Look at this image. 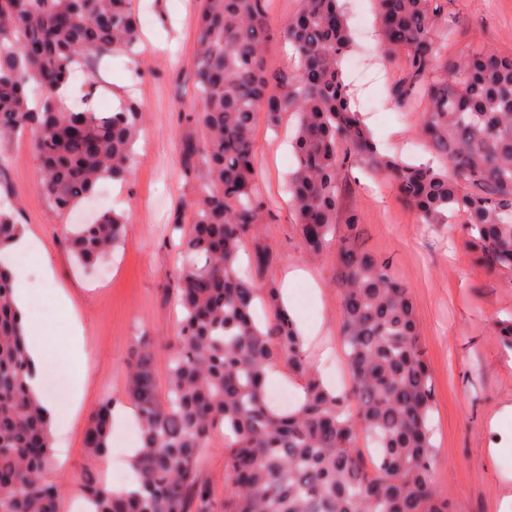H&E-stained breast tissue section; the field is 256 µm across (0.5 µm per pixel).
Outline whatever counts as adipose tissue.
I'll return each mask as SVG.
<instances>
[{"mask_svg":"<svg viewBox=\"0 0 512 512\" xmlns=\"http://www.w3.org/2000/svg\"><path fill=\"white\" fill-rule=\"evenodd\" d=\"M43 278L51 288L56 305L63 310L68 318V341L71 345V356L67 371L73 404H80L86 384V362L88 354L84 343L85 328L80 314L75 309L67 291L58 287L53 266L42 265ZM13 296L17 310L23 317L28 357L37 369H44L52 359L55 340L49 336L42 320L36 316V297L24 276H17L13 283Z\"/></svg>","mask_w":512,"mask_h":512,"instance_id":"adipose-tissue-1","label":"adipose tissue"}]
</instances>
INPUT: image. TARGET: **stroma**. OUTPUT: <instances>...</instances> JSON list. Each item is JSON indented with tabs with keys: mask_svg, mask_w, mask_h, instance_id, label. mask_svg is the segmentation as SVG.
I'll return each mask as SVG.
<instances>
[{
	"mask_svg": "<svg viewBox=\"0 0 512 512\" xmlns=\"http://www.w3.org/2000/svg\"><path fill=\"white\" fill-rule=\"evenodd\" d=\"M143 20L141 38L151 54L94 56L85 67L106 109L134 100L143 110L142 131L124 182L103 181L82 208L84 218L105 210L128 215L129 232L107 266L82 268L65 246L74 216L57 213L39 190L40 161L29 140L0 146L8 162L0 168V194L18 208L21 223L35 228L56 272V283L70 291L86 327L88 384L82 410L57 427L58 466L51 479L62 485L61 512H83L86 474L111 469L120 483L129 468V449L138 444L132 429L113 435L105 462L92 460L84 447L91 412L104 399L134 413L126 394V359L137 337L155 344V369L166 376L168 356L178 345L176 304L171 279L183 256L171 238L177 212H189L191 184L181 162L184 139L195 128L178 122L194 106L190 72L195 52V16L201 0H134ZM362 17L360 43L367 49L373 82H352L357 99L374 97L377 109L366 122L392 153L425 161L430 153L417 137L425 100L404 112L392 90L406 74L403 58L385 56L370 33L376 26L373 0H356ZM455 21L443 52L450 59L468 49L492 47L512 54V0H450ZM259 187L273 219L263 225L260 245L275 256L263 270L261 285L281 287L294 268L309 271L317 287L298 288L291 311L298 323L319 325L307 338L311 360L335 389L349 377L340 338V298L336 251L303 255L302 241L290 222L285 183L293 165L286 135L275 134L265 113H256ZM344 205L359 212L364 246L390 259L395 277L407 283L415 301L424 351L434 389V423L439 486L454 512H512V349L497 333V322L512 314V278L492 277L474 265L464 235L455 224H425L402 203L380 175L365 169Z\"/></svg>",
	"mask_w": 512,
	"mask_h": 512,
	"instance_id": "1",
	"label": "stroma"
}]
</instances>
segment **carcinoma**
I'll return each mask as SVG.
<instances>
[{
	"label": "carcinoma",
	"mask_w": 512,
	"mask_h": 512,
	"mask_svg": "<svg viewBox=\"0 0 512 512\" xmlns=\"http://www.w3.org/2000/svg\"><path fill=\"white\" fill-rule=\"evenodd\" d=\"M377 37L404 57L393 89L397 108L427 99L418 132L441 159L416 164L373 138L345 82L354 49L344 0H301L280 27L271 0H205L196 18L191 80L199 110L179 113L201 132L183 143L185 175L196 179L189 224L175 222L184 263L175 276L183 311L180 347L158 387L149 340L127 358V393L140 427L130 460L131 489L91 476L89 512H452L439 490L433 385L419 345L410 288L389 261L361 246V218L336 219L346 172L362 165L384 176L425 224L458 221L475 265L512 277V55L484 48L440 64L433 31L447 0H375ZM133 0H0V141L31 139L41 161L39 189L59 212L90 197L100 181L122 180L142 125L130 101L101 112L69 105L57 90L75 60L132 52L139 38ZM282 38L294 73L272 74L269 40ZM277 126L294 116L293 169L286 190L304 253L336 244L341 338L351 379L338 393L313 366L278 289L240 267L241 253L270 223L256 177L255 113ZM127 216L101 213L74 226L67 245L95 263L121 245ZM18 232L0 208V253ZM12 275L0 263V489L4 512H61L49 422L32 395L35 375ZM302 390L280 406L267 386L273 365ZM112 399L92 413L84 447L108 456ZM224 435L227 488L218 502L199 478L203 448Z\"/></svg>",
	"instance_id": "obj_1"
}]
</instances>
